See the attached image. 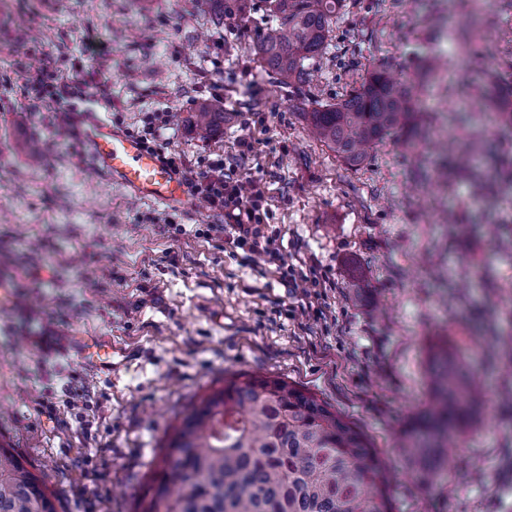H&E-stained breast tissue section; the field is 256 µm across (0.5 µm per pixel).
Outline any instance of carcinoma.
<instances>
[{
  "mask_svg": "<svg viewBox=\"0 0 512 512\" xmlns=\"http://www.w3.org/2000/svg\"><path fill=\"white\" fill-rule=\"evenodd\" d=\"M212 22L243 18L251 0H209ZM276 24L258 54L265 71L304 94L305 62L320 54L344 0H265ZM313 137L347 165L366 149L414 128L420 111L409 80L373 72L334 104L301 108ZM191 130L224 125V110L199 102ZM480 379L453 350L433 353L429 399L400 448L414 477L428 481L448 462L454 437L480 414ZM160 465L135 512H393L390 474L367 435L324 400L282 378L235 373L181 412L161 445ZM57 493L12 448L0 447V512H58Z\"/></svg>",
  "mask_w": 512,
  "mask_h": 512,
  "instance_id": "1",
  "label": "carcinoma"
}]
</instances>
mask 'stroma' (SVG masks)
Here are the masks:
<instances>
[{
    "label": "stroma",
    "instance_id": "1",
    "mask_svg": "<svg viewBox=\"0 0 512 512\" xmlns=\"http://www.w3.org/2000/svg\"><path fill=\"white\" fill-rule=\"evenodd\" d=\"M481 23L469 48L438 29ZM0 445L60 512H134L190 403L236 372L302 385L366 433L394 474V512H512V7L502 0H345L296 96L261 68L270 18L211 21L208 0H0ZM384 69L432 122L356 167L313 139L303 100L333 104ZM84 83L90 110L137 137L147 113L181 171L214 160L265 186L267 231L299 281L224 247L221 211L140 199L96 168L26 73ZM224 106L199 139L198 102ZM253 148L242 152L239 140ZM453 341L488 384L478 424L433 484L398 441L428 397L429 349ZM112 346L97 372L82 342Z\"/></svg>",
    "mask_w": 512,
    "mask_h": 512
}]
</instances>
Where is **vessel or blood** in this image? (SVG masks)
Segmentation results:
<instances>
[{"instance_id": "vessel-or-blood-1", "label": "vessel or blood", "mask_w": 512, "mask_h": 512, "mask_svg": "<svg viewBox=\"0 0 512 512\" xmlns=\"http://www.w3.org/2000/svg\"><path fill=\"white\" fill-rule=\"evenodd\" d=\"M98 169L128 187L135 195L169 205H181L182 186L175 171L139 141L112 129L98 117L77 115Z\"/></svg>"}]
</instances>
